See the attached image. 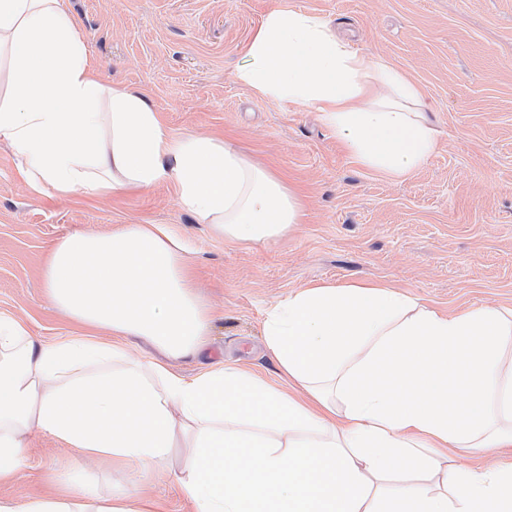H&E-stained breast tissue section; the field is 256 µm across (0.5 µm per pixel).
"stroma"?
Listing matches in <instances>:
<instances>
[{
    "label": "stroma",
    "mask_w": 512,
    "mask_h": 512,
    "mask_svg": "<svg viewBox=\"0 0 512 512\" xmlns=\"http://www.w3.org/2000/svg\"><path fill=\"white\" fill-rule=\"evenodd\" d=\"M323 18L365 55L400 69L423 91L437 149L405 177L362 165L310 106L272 102L233 73L279 2ZM91 63L111 87L142 91L167 131L215 135L296 191L303 217L277 243L248 247L212 235L182 208L172 183L96 197L36 191L0 142V312L31 336L80 335L47 296L51 248L79 232L166 224L191 246L193 280L214 311L205 350L171 361L191 377L217 361L281 384L263 336L267 309L322 282H382L441 310L512 307V0H64ZM0 496L54 493L78 467L100 488L135 478L35 431ZM187 455L140 485L163 512H190L175 485Z\"/></svg>",
    "instance_id": "35a3bbf8"
}]
</instances>
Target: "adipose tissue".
<instances>
[{
    "mask_svg": "<svg viewBox=\"0 0 512 512\" xmlns=\"http://www.w3.org/2000/svg\"><path fill=\"white\" fill-rule=\"evenodd\" d=\"M0 57V140L32 188L104 196L169 181L214 234L252 246L299 224L297 195L271 171L224 139L172 136L142 92L105 86L63 0H0ZM234 78L315 107L367 168L407 176L436 148L421 89L318 16L268 12ZM188 253L165 224L55 244L46 293L88 333L43 342L0 314V482L38 430L142 482L184 445L176 484L195 512H512V464L473 470L448 455L512 447V309L317 284L266 313L287 386L226 362L185 378L169 360L202 351L213 324ZM129 338L160 359H128ZM58 481L52 496L0 497V512H137L138 491L106 495L73 470Z\"/></svg>",
    "mask_w": 512,
    "mask_h": 512,
    "instance_id": "1",
    "label": "adipose tissue"
}]
</instances>
